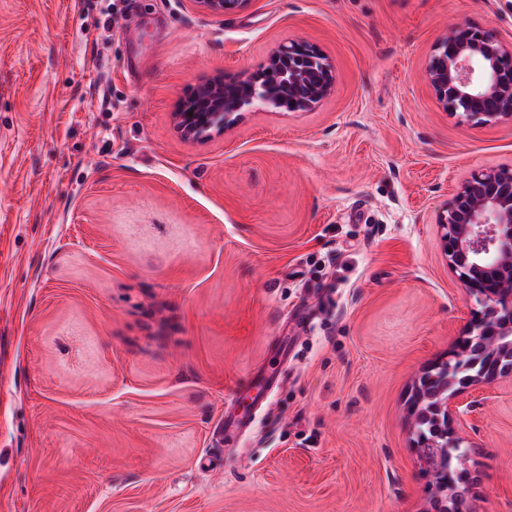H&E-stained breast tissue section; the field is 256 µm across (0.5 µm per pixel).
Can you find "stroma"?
Here are the masks:
<instances>
[{"mask_svg": "<svg viewBox=\"0 0 512 512\" xmlns=\"http://www.w3.org/2000/svg\"><path fill=\"white\" fill-rule=\"evenodd\" d=\"M459 25L512 43V0H0V512H422L410 389L474 307L436 214L512 167L425 80ZM291 40L334 65L316 109L180 136ZM473 394L475 509L512 512V374ZM250 0H193L195 7L203 12L224 15L226 12L242 9Z\"/></svg>", "mask_w": 512, "mask_h": 512, "instance_id": "35a3bbf8", "label": "stroma"}]
</instances>
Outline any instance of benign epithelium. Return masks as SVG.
<instances>
[{"mask_svg":"<svg viewBox=\"0 0 512 512\" xmlns=\"http://www.w3.org/2000/svg\"><path fill=\"white\" fill-rule=\"evenodd\" d=\"M248 0H193L203 12L222 15L242 9ZM306 58L319 69L314 75L297 69L288 93L273 99L266 75L285 58ZM425 79L441 108L471 127L512 122V44L496 31L462 25L437 39L425 68ZM336 76L329 59L305 41L278 46L268 65L245 80L217 76L198 90L187 112L173 113L185 139L206 140L222 133L245 108H285L308 112L332 92ZM438 224L448 266L481 309L472 316L463 338L448 352V376L436 396L435 409L444 423L448 446L464 444L460 435L476 401L465 398L470 386L491 383L512 374L501 362L475 371L464 362L470 344L480 338L491 359L499 346L512 347V168L492 167L472 172L438 211ZM439 379L424 373L413 387L410 423L414 446L422 460L435 470L426 452L430 442L419 436L418 409L428 400L424 384Z\"/></svg>","mask_w":512,"mask_h":512,"instance_id":"1","label":"benign epithelium"}]
</instances>
